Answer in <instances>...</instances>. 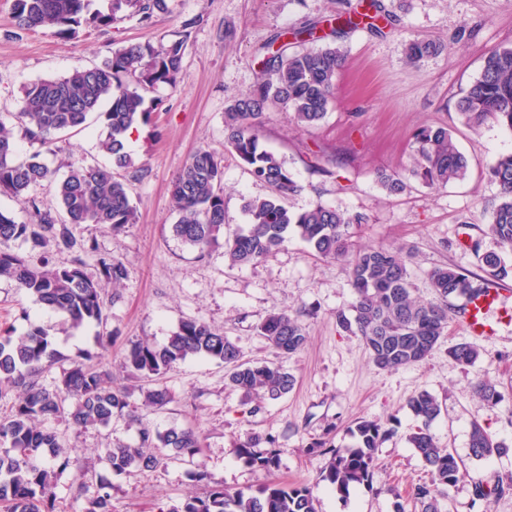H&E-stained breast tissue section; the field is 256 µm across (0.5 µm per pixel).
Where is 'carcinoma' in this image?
<instances>
[{
  "mask_svg": "<svg viewBox=\"0 0 512 512\" xmlns=\"http://www.w3.org/2000/svg\"><path fill=\"white\" fill-rule=\"evenodd\" d=\"M92 0H14V19L26 29L56 27L75 37L83 29L107 28L127 17H137L148 25L158 14L169 10V0H110L108 11L90 8ZM198 20L183 24L174 39L166 42L131 43L112 52L99 65L80 67L57 78L42 79L23 89L17 118L28 137L47 148L57 135L85 124L87 117L110 103L104 117L107 133L99 140V151L111 164H79L56 177L37 151L25 160L15 157L11 130L0 119V193L14 197L31 188L52 182L62 218L41 211L36 199H29L33 217L18 223L0 212V279L53 311L62 314L79 329L94 322L104 325L112 299L102 282L117 286L127 275L116 257L100 259V277L89 275L81 258L70 264L54 265L50 249L71 250L76 245L73 228L84 225L91 231L118 232L136 220L129 186L114 169L128 168L132 157L125 149L129 131L152 120L153 109L145 106L144 93L177 83L187 48L188 29ZM303 31L276 36L280 46L261 60L260 75L253 87L234 97L224 112L225 147L248 167L255 180L269 185L272 194L250 198L244 211L248 228L224 236V165L215 153L199 149L173 177L170 193L178 212L174 235L204 256L224 239V259L231 268L256 264L280 248L288 234L295 232L310 250L323 259L343 260L349 268L355 301L350 312L339 310L335 319L343 331L359 337L374 367L397 370L428 358L448 330V299L477 296L493 279L512 273L506 257L512 254V153L500 156L488 169L489 178L500 187L492 206L487 234L495 249L482 254L488 277L476 281L456 269L440 265L427 273L433 298L416 294L408 268L409 254L400 246L354 247L352 229L359 218L332 206L316 203L293 212L285 206L288 198L301 193L286 162L266 149L260 140L266 114L282 105L289 120L299 126L322 121L333 98L336 78L344 55L340 47L327 44L303 48ZM441 46L433 41L413 39L408 43V60L417 63L437 54ZM465 123L480 127L495 118L512 130V44L490 50L482 70L457 104ZM417 158L406 174L379 173L384 190L399 194L412 177L430 185H446L465 177L468 163L446 127L426 126L416 136ZM29 246L15 252L8 243ZM258 335L279 356L300 352L307 342L306 328L289 310L272 311L257 326ZM479 351L470 343L448 347V358L462 366L476 361ZM205 358L224 364L227 384L240 390L249 401H274L291 392L295 377L273 362L251 363L242 349L204 322L181 321L166 343L130 344L123 366L142 379L165 373L189 358ZM53 337L41 326L24 336H0V397L16 391L10 413L0 418V506L4 512H56L55 486L59 476L72 469L71 449L58 433L43 423L65 420L77 430L106 428L115 415L135 418L132 393L110 384L107 364L73 361L62 368L52 386L40 381L43 370L58 362ZM144 402L164 407L172 402L163 387L143 388ZM474 394L488 404L501 399L499 386L486 380L473 385ZM408 405L420 426L407 442L424 463L429 480L411 488L408 497L418 512H444L448 490L469 476L464 461L443 448L431 432V424L441 413L438 398L428 391L414 395ZM394 430L376 420L362 419L351 429L352 443L344 448L319 439L311 448L329 455L321 481L346 496L357 485L369 484L376 452ZM276 439L252 434L238 444L239 457L268 474L279 466ZM268 448H262V445ZM169 448L178 456L192 458L201 448L200 435L191 427L173 426L163 432L143 427L135 446L117 444L104 449L112 471L126 473L156 468L160 449ZM470 456L486 460L507 455L511 448L493 441L477 422L469 433ZM475 500L489 504L493 496L512 490V478L488 488L471 480ZM85 512H112V487L102 483L87 502ZM166 512H316L309 487L264 484L256 492H231L222 485L205 496L185 499Z\"/></svg>",
  "mask_w": 512,
  "mask_h": 512,
  "instance_id": "1",
  "label": "carcinoma"
}]
</instances>
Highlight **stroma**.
I'll return each instance as SVG.
<instances>
[{
  "mask_svg": "<svg viewBox=\"0 0 512 512\" xmlns=\"http://www.w3.org/2000/svg\"><path fill=\"white\" fill-rule=\"evenodd\" d=\"M367 0H171L170 11L145 26L128 18L106 29H88L78 38L51 27L23 29L13 19V0H0V114L19 112L23 88L75 68L102 63L113 50L136 42L171 39L192 21L179 83L147 93L156 109L149 124L139 125L128 151L132 167L121 176L137 210L135 223L121 232L96 234L79 228L78 241L95 238V250H80L90 275H98L100 256L122 259L127 276L107 307V326L115 337L101 346L99 326L73 330L62 316L33 297L0 281V331L20 336L31 326L50 330L63 362L99 357L116 387L133 385L121 365L130 343L163 344L181 321L195 319L223 332L253 362L280 361L296 378L294 389L276 401L253 408L242 394L224 384L223 363L190 358L157 376L173 401L165 408L138 405L135 418L113 417L106 428L74 433L65 423L54 428L74 450L85 474L77 487L64 473L55 489L57 512H83L100 481L112 485V512H167L186 497L209 487L256 491L268 479L308 485L318 512H394L393 490L427 480L426 469L406 436L418 426L409 399L426 390L441 402L431 431L441 447L466 458L472 479L493 483L512 476V454L475 461L469 457V432L479 422L497 440L512 447V323L500 324L499 336L477 341L474 364L459 366L449 346L468 341L460 324L462 298L448 300V334L424 361L392 371L376 369L359 337L343 332L335 313L354 300L344 262L314 256L296 236L256 265L228 268L223 246L209 255L178 239V220L169 185L200 148L214 151L224 164L225 234L246 227V200L270 195L248 168L224 146V108L248 91L260 69V51L271 37L300 29L339 13L364 11ZM388 21L381 31L346 29L331 43L346 53L325 118L301 128L287 120L282 106L272 107L262 130L264 147L281 156L304 190L288 206L300 211L321 203L361 216L352 241L357 245L400 243L414 256L409 270L419 295L429 298L427 272L437 265L468 276L484 275L473 240L491 249L483 233L500 188L487 175L490 165L512 152V133L494 119L476 129L463 124L457 102L480 72L486 53L512 43V0H379ZM232 34H225V27ZM420 37L441 44V51L420 63L407 60L406 46ZM445 126L468 160L464 179L432 187L415 178L404 193H387L379 172H400L413 164L415 134L423 126ZM106 127L91 115L86 129L60 135L52 151H40L22 125H14L18 157L41 152L57 175L74 163L106 164L98 148ZM75 254L61 252L53 261L69 264ZM297 312L308 342L298 354L278 359L258 335L257 326L276 309ZM500 383L503 398L491 406L476 398L473 382ZM361 418L394 428L377 451L370 484L343 496L320 479L327 459L313 453L316 439L342 447ZM191 427L202 436L195 458L165 457L150 471L112 472L100 457L103 448L121 442L137 445L139 430ZM277 438L280 466L266 474L247 465L236 444L247 435ZM205 479H197V472ZM471 479V481H472ZM471 481L448 491L450 512H512V493L493 499L488 508L474 504Z\"/></svg>",
  "mask_w": 512,
  "mask_h": 512,
  "instance_id": "1",
  "label": "stroma"
}]
</instances>
